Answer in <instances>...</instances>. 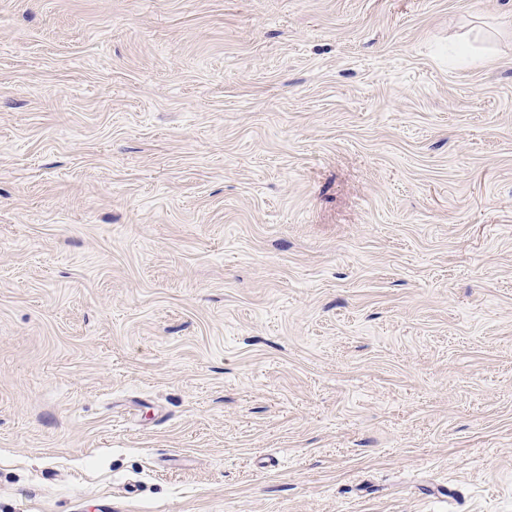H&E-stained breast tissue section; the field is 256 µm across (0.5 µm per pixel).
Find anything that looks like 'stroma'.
Masks as SVG:
<instances>
[{"mask_svg":"<svg viewBox=\"0 0 512 512\" xmlns=\"http://www.w3.org/2000/svg\"><path fill=\"white\" fill-rule=\"evenodd\" d=\"M0 512H512V0H0Z\"/></svg>","mask_w":512,"mask_h":512,"instance_id":"stroma-1","label":"stroma"}]
</instances>
